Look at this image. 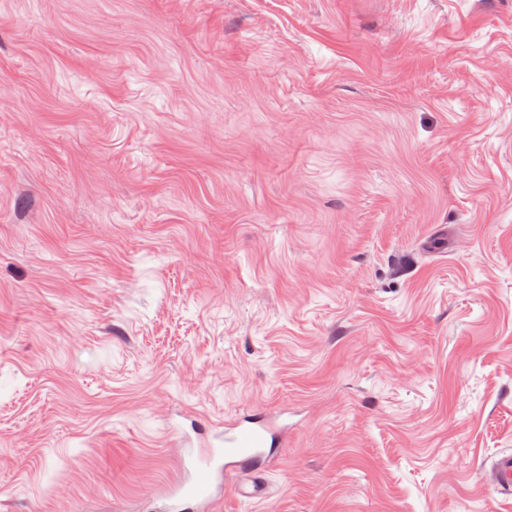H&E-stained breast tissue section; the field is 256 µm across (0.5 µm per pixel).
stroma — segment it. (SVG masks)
Here are the masks:
<instances>
[{"label": "stroma", "instance_id": "1", "mask_svg": "<svg viewBox=\"0 0 512 512\" xmlns=\"http://www.w3.org/2000/svg\"><path fill=\"white\" fill-rule=\"evenodd\" d=\"M512 512V0H0V512ZM286 429L287 425H280L276 419L246 414L234 425L224 428V437L218 438V445L183 448L192 478L178 485L168 497L169 509L204 511L215 483L233 485L237 496L245 500L263 496L268 482L256 464L267 448L279 442Z\"/></svg>", "mask_w": 512, "mask_h": 512}]
</instances>
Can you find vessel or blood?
Instances as JSON below:
<instances>
[{"label": "vessel or blood", "mask_w": 512, "mask_h": 512, "mask_svg": "<svg viewBox=\"0 0 512 512\" xmlns=\"http://www.w3.org/2000/svg\"><path fill=\"white\" fill-rule=\"evenodd\" d=\"M286 431L276 419L244 415L225 428L218 444L206 448H188L184 455L192 478L170 495L171 512H204L215 484L233 485L238 497L250 500L265 494V474L257 467L267 448L276 445Z\"/></svg>", "instance_id": "vessel-or-blood-1"}]
</instances>
